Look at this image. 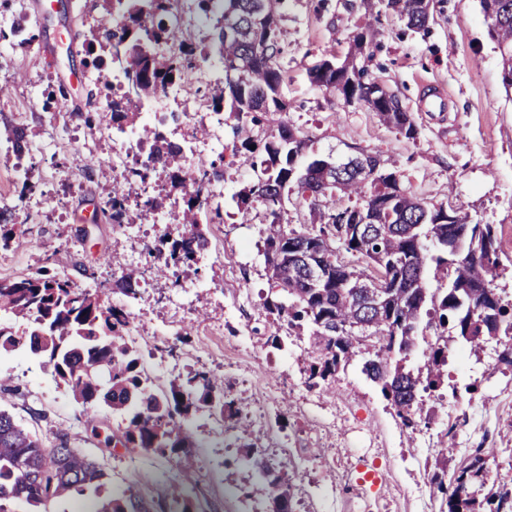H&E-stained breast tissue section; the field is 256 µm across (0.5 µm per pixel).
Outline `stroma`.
I'll return each instance as SVG.
<instances>
[{
    "label": "stroma",
    "instance_id": "1",
    "mask_svg": "<svg viewBox=\"0 0 512 512\" xmlns=\"http://www.w3.org/2000/svg\"><path fill=\"white\" fill-rule=\"evenodd\" d=\"M432 12L429 29L417 32L392 12L368 14L363 0H291L281 21L288 46L287 119L310 139L309 155L381 151L386 167L419 198L469 221L497 225L512 256V96L502 86L500 55L479 0H432ZM103 15L101 0H0V85L9 88L0 97V112L27 128V177L36 186L18 203L22 177L0 144V205H17L24 226L8 249L0 248V280L48 266L132 313L142 361L155 366V379L167 383L197 370L223 382L245 421L228 439L218 417H192L198 476L185 496L194 512H244L250 505L269 512V492L251 476L241 452L253 439L267 451L290 442L293 455L280 459L288 477L297 481L306 474L321 486L329 482L333 458L370 453L372 462L390 470L379 490L390 512H440L441 496L430 477L450 431L456 449L448 467L465 459L466 449L486 448L487 484L512 487V372L497 368L496 340L475 353L449 339L443 383L460 390L457 409L447 413L446 399L430 397L429 417L413 431L357 365L339 371L329 390H311L298 338L272 345L276 323L264 307L275 293L263 255L266 210L256 204L244 216L235 200L256 178L246 157H234L222 184L223 223H211L209 209L200 211L208 245L179 281L157 277L149 257L162 237L177 235L175 225H119L101 218L112 195L110 123L102 119L88 127L77 115L107 109L83 47ZM19 18L29 22L30 43L11 33ZM368 26L373 56L365 66L410 112L415 138L309 80L311 65L329 52L344 59L352 36ZM61 88L66 109L47 107L48 93ZM88 159L96 160V168L85 167ZM131 266L142 273L135 292L113 291V282ZM0 376L9 387L0 408L43 447L67 441L98 460L107 490L133 489L154 504L168 503L169 488L179 479L177 454L106 447L104 438L117 435L119 418L99 406V427L90 430L82 406L38 359L1 355ZM347 409L365 420L364 432L354 436L322 426L326 413Z\"/></svg>",
    "mask_w": 512,
    "mask_h": 512
}]
</instances>
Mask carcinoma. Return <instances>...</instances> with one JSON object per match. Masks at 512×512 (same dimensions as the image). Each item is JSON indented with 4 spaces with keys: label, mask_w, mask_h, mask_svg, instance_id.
Masks as SVG:
<instances>
[{
    "label": "carcinoma",
    "mask_w": 512,
    "mask_h": 512,
    "mask_svg": "<svg viewBox=\"0 0 512 512\" xmlns=\"http://www.w3.org/2000/svg\"><path fill=\"white\" fill-rule=\"evenodd\" d=\"M122 14L121 28L95 29L85 39L92 68L104 59H129L125 86L109 95L112 125H141L152 142L149 164L134 171L135 177L112 185V197L103 216L111 223L129 224L130 211L116 207V198L142 201L137 217L145 211L160 212L166 196L150 195L144 188L150 171L176 153L159 131L141 124V105L164 93L166 85L182 73V60L197 47L187 43L182 26L166 22L170 0H104ZM198 9L214 21L211 50L219 56L224 77L210 92L213 111L233 117L234 140L251 154L260 176L236 196L238 210L249 212L258 201L267 208L269 232L264 256L277 294L265 299L266 310L288 329L306 328L303 363L308 386L328 388L336 373L362 354V373L380 386L383 397L407 428L423 414L421 392L438 387L448 366V341L439 334L428 342L423 367L406 366L415 345L422 315L427 326L451 329L477 351L483 341L512 337V299H504L494 285L502 266L501 236L494 224L469 223L439 206H430L404 186L396 171L384 167L380 152H360L326 168L328 159L313 156L303 167L308 139L288 121H279L278 133L260 148L253 145L252 128L268 115L288 112L286 71L282 62L286 47L279 23L285 0H195ZM490 20V35L501 59V78H512V0H479ZM411 30H424L430 21L429 0H384ZM368 46L366 36H353L345 59L329 54L309 69L311 83L357 102L381 120L413 138L417 127L399 100L370 76L357 57ZM0 130L11 144L15 163L27 152L28 133L7 119ZM227 170L212 162L201 164L194 183L180 170L168 173L170 184L182 188L185 206L172 216L186 228L172 242L158 268L179 278V270L191 265L207 239L199 229L197 210L201 191ZM320 211L315 232L287 231L281 225L284 199L289 194ZM356 195L342 208L322 205L336 196ZM17 236L11 210L0 211V248ZM449 278L448 287L432 288L425 272L429 265ZM318 268L325 275L318 285L311 277ZM378 281L383 300L372 304L365 284ZM0 352L23 350L52 369L72 398L82 404L92 430H97V407L104 404L122 418V444L147 454L182 451L181 478L173 486L172 512H190L180 506L183 485L192 481L195 469L190 448L194 436L185 421L202 411L238 428L240 411L227 399L219 379L206 372L171 381L162 392L150 389V378L139 368L136 351L128 340L129 314L108 305L97 294L58 276L49 268L33 274L0 280ZM255 474L268 485L272 512H293L294 486L272 467L253 444L245 445ZM489 452L476 448L467 464L450 477L435 472L446 512H478L472 487L486 468ZM105 473L97 460L61 441L45 448L7 411L0 409V512H19L28 505L48 507L89 492L94 493L89 512H157L155 505L137 491L121 497L100 496ZM484 512H512V490H498L483 498Z\"/></svg>",
    "instance_id": "1"
}]
</instances>
